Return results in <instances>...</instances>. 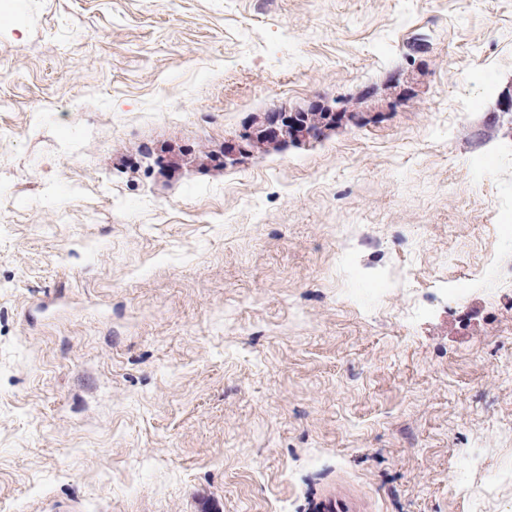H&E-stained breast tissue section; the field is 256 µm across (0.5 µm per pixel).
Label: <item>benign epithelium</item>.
Instances as JSON below:
<instances>
[{"mask_svg": "<svg viewBox=\"0 0 512 512\" xmlns=\"http://www.w3.org/2000/svg\"><path fill=\"white\" fill-rule=\"evenodd\" d=\"M376 91H370V96L362 97L352 102L333 104L315 100L306 111L325 112L336 115V125L351 122L366 124L376 121L387 109L402 101V92H392V100L385 104L375 101ZM330 130L327 121H316L310 126L300 122V111H285L280 108H270L262 114L250 117L239 131L238 135L224 144V166H234L242 159L254 154L258 147L285 148L290 143L315 140Z\"/></svg>", "mask_w": 512, "mask_h": 512, "instance_id": "benign-epithelium-1", "label": "benign epithelium"}]
</instances>
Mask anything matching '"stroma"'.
<instances>
[{"mask_svg": "<svg viewBox=\"0 0 512 512\" xmlns=\"http://www.w3.org/2000/svg\"><path fill=\"white\" fill-rule=\"evenodd\" d=\"M7 3L0 512H512V0ZM394 78L392 100L379 105L376 103V91H370L369 97H362L352 102L333 104L315 100L306 109L286 111L270 108L262 114L251 116L238 135L224 144V164L234 166L242 159L252 156L257 147L285 148L289 143H299L319 139L328 130H333L326 120L316 121L311 126H303L300 112L336 113V127L343 123L366 124L375 122L382 112L393 108L402 101V91L397 92V80ZM371 101V102H370ZM385 107V108H384Z\"/></svg>", "mask_w": 512, "mask_h": 512, "instance_id": "35a3bbf8", "label": "stroma"}]
</instances>
